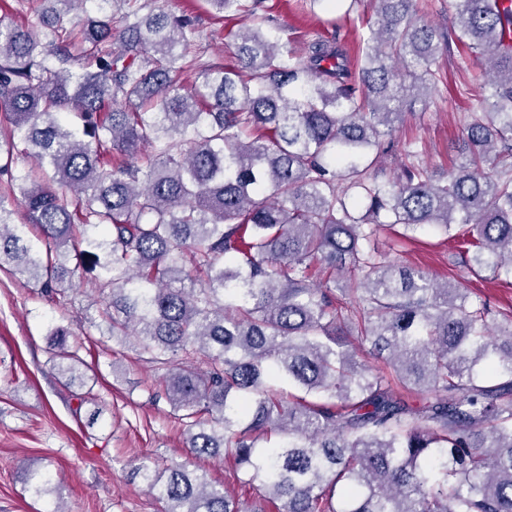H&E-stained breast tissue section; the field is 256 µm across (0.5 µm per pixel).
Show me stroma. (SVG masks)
<instances>
[{
  "instance_id": "obj_1",
  "label": "stroma",
  "mask_w": 512,
  "mask_h": 512,
  "mask_svg": "<svg viewBox=\"0 0 512 512\" xmlns=\"http://www.w3.org/2000/svg\"><path fill=\"white\" fill-rule=\"evenodd\" d=\"M156 7L196 19L210 60L236 65L234 34L244 16L219 18L208 0H156ZM280 41L291 46L333 32L322 8L304 9L296 0H263ZM445 79L397 123L395 149L380 165L381 179L399 170L406 144L423 152L429 169L447 171L458 160L463 117L482 111L477 92L456 88L457 60L440 55ZM376 243L390 260L421 269L441 282H460L475 300L512 310V277L468 272L461 264L458 240L424 228L397 240L379 230ZM56 302L39 289L0 271V512H48L60 503L67 512H160V506L132 469L142 459L185 462L206 471L242 503L255 498L232 460H195L185 448L184 425L167 401L155 394L158 374L145 356L129 345L104 342L93 320L99 293L90 284ZM69 326V343L83 363V381L67 383L52 369L45 330L48 323ZM45 466L49 491L34 496L27 468Z\"/></svg>"
}]
</instances>
